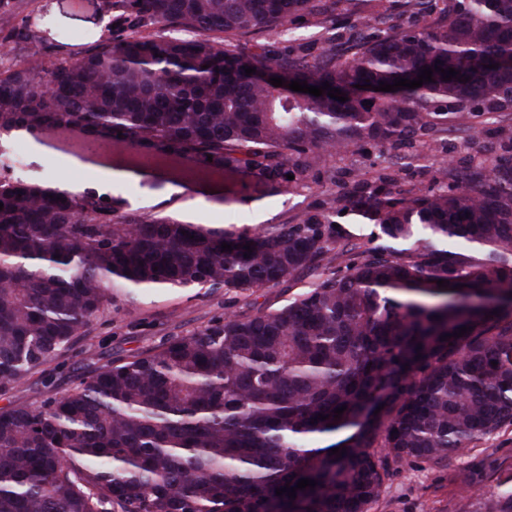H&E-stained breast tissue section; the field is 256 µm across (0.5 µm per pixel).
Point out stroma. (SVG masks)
<instances>
[{"label":"stroma","instance_id":"stroma-1","mask_svg":"<svg viewBox=\"0 0 512 512\" xmlns=\"http://www.w3.org/2000/svg\"><path fill=\"white\" fill-rule=\"evenodd\" d=\"M16 20L27 25L36 43L60 45V57L78 58L108 35L109 17L101 0H15ZM316 19L302 16L287 29L260 34L279 54L305 45L311 55L325 48ZM23 164L15 176L57 187L67 180L79 189L93 188L111 197L114 216L124 221L171 217L193 224H233L255 228L297 224L314 215L335 214L345 184L371 168L390 167L408 188L430 184V170L414 160L411 149H369L365 153H328L297 185L271 191L258 177L236 176L221 190L198 183L161 184L132 175L119 188L99 180L91 164L61 169V152L29 136L11 135ZM290 288L259 291L245 299L218 288L210 291H117L108 305L53 363L44 366L0 396L1 407L38 406L46 397L63 395L102 366L155 349L169 339L190 335L212 321L251 307L277 306ZM512 489V426L474 449L450 453L432 464L405 462L386 481L369 512H489L492 503Z\"/></svg>","mask_w":512,"mask_h":512}]
</instances>
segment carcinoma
I'll return each mask as SVG.
<instances>
[{
  "mask_svg": "<svg viewBox=\"0 0 512 512\" xmlns=\"http://www.w3.org/2000/svg\"><path fill=\"white\" fill-rule=\"evenodd\" d=\"M338 1L344 23L328 41L340 53L311 59L298 46L278 58L264 44L216 42L327 18ZM102 8L115 28L49 79L28 62L0 72V136L42 143L77 130L163 165L272 185L332 150L426 137L432 182L406 190L383 169L355 183L337 210L377 228L366 235L325 216L255 232L131 223L101 197L0 173V394L82 335L116 286L248 299L313 276L277 307L108 364L37 407L0 409V512H369L397 465L440 463L512 426V68L500 66L512 57V0H397L395 13L379 0ZM423 10L421 26L398 21ZM156 25L180 36L137 32ZM3 29L27 40L12 0H0ZM437 65L459 74L445 81ZM425 66L432 81L419 88L373 90ZM293 80L327 82L347 101L300 94ZM450 123L464 136L495 124L498 140L476 163L449 164ZM337 432L340 457L308 445ZM301 479L317 485L276 495Z\"/></svg>",
  "mask_w": 512,
  "mask_h": 512,
  "instance_id": "obj_1",
  "label": "carcinoma"
}]
</instances>
